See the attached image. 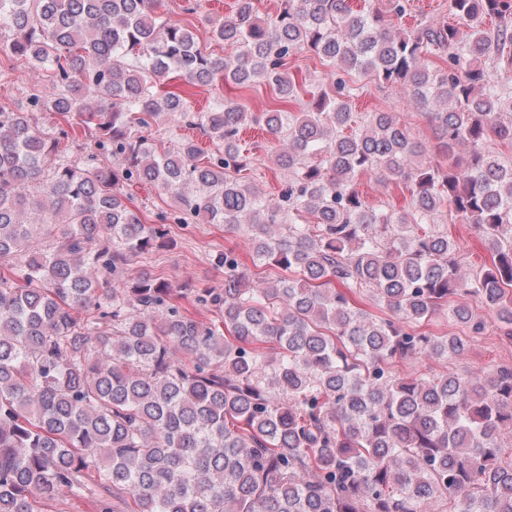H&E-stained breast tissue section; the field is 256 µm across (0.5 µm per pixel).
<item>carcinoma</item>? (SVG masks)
I'll return each instance as SVG.
<instances>
[{
  "label": "carcinoma",
  "mask_w": 512,
  "mask_h": 512,
  "mask_svg": "<svg viewBox=\"0 0 512 512\" xmlns=\"http://www.w3.org/2000/svg\"><path fill=\"white\" fill-rule=\"evenodd\" d=\"M155 4L0 0L10 51L53 85L27 112L0 109V512L65 495L97 512H512V367L391 369L396 357L466 354L485 321L452 297L479 299L512 342V235L500 232L512 227V166L484 148L512 146V120H500L512 111L500 72L512 67V0H448L466 41L447 23L393 32L409 0L385 11L281 0L267 19L236 0L212 24L238 47L228 58ZM303 50L334 73L404 87L448 164L418 161L424 145L391 112L355 120L359 88L344 80L286 110L306 93L287 69ZM220 82L267 84L273 103L190 110L193 89ZM162 115L163 138L152 133ZM251 124L286 142L274 202L238 178ZM376 172L409 184L407 208L365 201L358 177ZM134 184L169 194L173 211L150 222L124 194ZM445 209L484 242L476 275L434 223ZM303 213L314 223H298ZM169 222L249 236L252 264L217 252L220 292L147 270L126 278L170 245ZM251 265L278 274L255 288ZM368 293L389 315L362 307ZM200 305L213 319L196 317ZM442 309L463 335L423 330Z\"/></svg>",
  "instance_id": "cac0c4a2"
}]
</instances>
